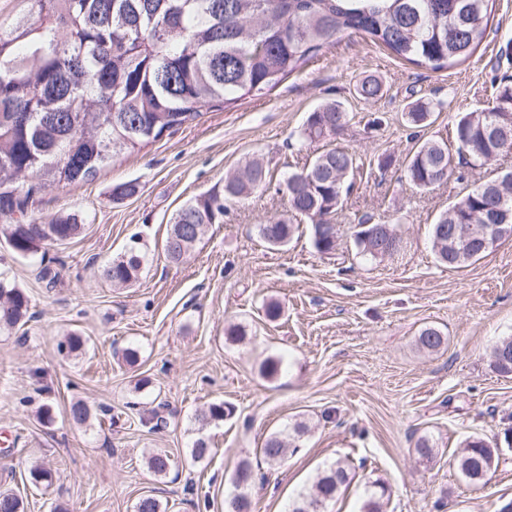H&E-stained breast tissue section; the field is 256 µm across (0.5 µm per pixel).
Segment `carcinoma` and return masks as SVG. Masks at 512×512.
<instances>
[{
	"label": "carcinoma",
	"mask_w": 512,
	"mask_h": 512,
	"mask_svg": "<svg viewBox=\"0 0 512 512\" xmlns=\"http://www.w3.org/2000/svg\"><path fill=\"white\" fill-rule=\"evenodd\" d=\"M35 9L0 27V236L20 256L48 243H63L82 229L76 218L50 220L28 214L32 196L54 185L93 180L112 158L140 149L201 116V108L229 106L245 96L261 95L299 72L320 52L351 32L368 36L394 56L435 71L466 61L487 36L490 0H33ZM356 95L372 103L383 95L372 76L356 86ZM432 114L417 101L406 122L421 125ZM350 123L343 103L327 101L308 113L299 131L302 143L334 138ZM456 153L466 152L484 165L512 147V85H503L493 106L461 116L454 127ZM453 153L448 143L431 138L418 144L404 164L413 186L448 179ZM355 150L334 146L317 153L305 167L283 180L293 213L309 221L313 246L321 254L335 250L333 216L342 207L356 172ZM260 159L228 176L221 187L181 206L164 241L168 262L181 263L205 227L224 217L226 202L250 197L271 182ZM509 214L512 180L493 175L474 183L441 212L431 228L437 260L460 267L482 258V242L493 233L494 217ZM473 225L468 239L448 249V225ZM356 232L357 253L377 259L404 240L392 224H373ZM293 225L277 220L260 225V238L271 249L288 245ZM143 257L136 246L112 260L103 277L117 287L139 278ZM30 300L7 273L0 272V329L25 325ZM445 343L441 332L423 329L421 349ZM224 404L197 415L199 429L224 419ZM307 426L297 422L284 438L270 436L262 454L270 463L284 459L291 442ZM499 462L489 442H466L458 459L461 476L484 479ZM170 456L147 458L155 475L167 473ZM252 471L241 465L233 478L229 512H249L246 489ZM348 481L337 459L308 490L291 502L289 512H323ZM386 488L374 484L363 512H382Z\"/></svg>",
	"instance_id": "obj_1"
}]
</instances>
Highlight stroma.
Masks as SVG:
<instances>
[{"mask_svg":"<svg viewBox=\"0 0 512 512\" xmlns=\"http://www.w3.org/2000/svg\"><path fill=\"white\" fill-rule=\"evenodd\" d=\"M512 0H494L485 41L465 63L434 71L396 58L358 33L337 43L261 96L229 108L204 107L193 123L165 132L139 151L121 155L92 181L42 190L29 212L46 219L76 215L82 234L29 257L0 240V269L30 299V321L0 332V491L22 499L24 512H134L154 495L167 512H225L231 477L249 463L251 512H286L336 459L351 480L327 512H362L366 483L388 489L384 512H500L512 502V377L499 376L491 352L512 336V235L484 257L451 269L431 250L430 228L440 212L488 172H512V150L491 169L463 168L419 191L402 178V162L426 139L450 138L457 118L492 104L502 77H512ZM374 76L378 101L359 99L356 83ZM338 100L353 116L341 145L363 165L334 217L335 251L318 253L310 226L295 220L288 245L272 250L262 224L287 216L282 180L328 148L302 147L297 135L319 104ZM439 103L429 126L407 127L416 101ZM393 155L389 170L379 159ZM258 157L273 180L242 203L228 205L208 225L181 264L163 244L175 211ZM134 182L135 196L113 201L112 188ZM393 224L405 242L398 255L365 260L352 232L364 218ZM137 243L145 262L139 279L115 288L102 276L113 258ZM54 281L41 276L42 268ZM281 306L267 320L264 301ZM238 325L244 342L229 341ZM439 329L448 342L428 352L421 329ZM82 336L81 352L63 342ZM138 352L135 363L123 358ZM283 361L272 378L266 359ZM85 400L93 417L69 420L66 409ZM232 409L199 429L197 414L213 404ZM51 406L53 420L37 413ZM163 406L165 429L141 422ZM310 430L278 464L261 453L274 433L296 422ZM210 457L196 461L198 436ZM429 437L438 453L419 459L415 444ZM479 436L502 443L497 468L480 484L463 480L455 457ZM166 452L164 475L145 460ZM50 469L32 485L33 466Z\"/></svg>","mask_w":512,"mask_h":512,"instance_id":"1","label":"stroma"}]
</instances>
